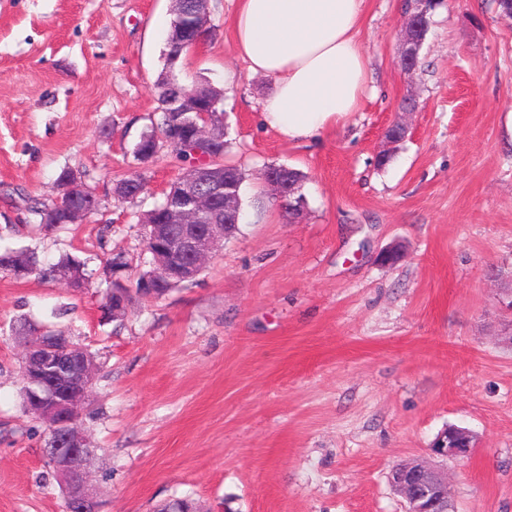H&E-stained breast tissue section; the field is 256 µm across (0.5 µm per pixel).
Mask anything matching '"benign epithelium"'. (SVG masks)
Masks as SVG:
<instances>
[{
  "instance_id": "benign-epithelium-1",
  "label": "benign epithelium",
  "mask_w": 512,
  "mask_h": 512,
  "mask_svg": "<svg viewBox=\"0 0 512 512\" xmlns=\"http://www.w3.org/2000/svg\"><path fill=\"white\" fill-rule=\"evenodd\" d=\"M174 13L180 21L172 26L169 43L182 47L199 46L211 32L208 0H173ZM429 30L427 0H415L409 12L400 50L402 69L411 72ZM166 111L179 113L183 121L170 125L161 135L172 147L192 151L197 161L164 190V207L159 217L144 216V228L153 274L145 277V287H152L159 277L171 284L192 282L200 275L215 250L224 242V228L239 223L240 208L233 192L234 174L216 166L201 155V148L224 140L222 118L217 103L198 89L189 92L174 74H169ZM287 166L264 169L263 178L272 195L281 204L295 208V187ZM65 190L57 198L58 209L67 224H83L99 208L100 201L69 174L63 175ZM141 193L138 176L118 184L117 199L135 200ZM57 279L80 291L86 279L75 270L58 271ZM64 356L52 346L39 345L22 359V373L37 390L33 410L58 438L54 449L56 475L65 493L66 512H99L100 505L89 486L78 480L77 473L91 457L92 450L81 436L73 403L86 400L94 380V368L87 364V350L68 345ZM77 369L83 388L72 396L55 393L57 378L67 367ZM475 436L465 428L442 432L431 446L435 456L464 460L471 456ZM393 490L406 504V512H449L448 479L424 459H413L395 466L390 472Z\"/></svg>"
}]
</instances>
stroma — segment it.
Segmentation results:
<instances>
[{
	"mask_svg": "<svg viewBox=\"0 0 512 512\" xmlns=\"http://www.w3.org/2000/svg\"><path fill=\"white\" fill-rule=\"evenodd\" d=\"M404 0H366L358 37L370 91L315 142L266 129L267 78L231 48L237 0H209L212 34L177 74L224 91V138L242 165L244 219L197 280L104 318L105 262L146 268L143 215L183 165L137 167L158 118L171 0H0V253L85 261L87 288L0 272V512H64L44 467L42 423L22 408L20 318L56 322L95 356L81 421L86 481L101 512H405L388 476L430 457L448 425L471 430L468 459L436 457L454 512H512V18L497 0H442L419 64L400 66ZM410 129L375 158L395 121ZM306 176L293 219L268 164ZM147 187L120 202L134 169ZM77 174L100 212L39 229L58 178ZM401 260L381 264L387 247ZM70 313L53 320L51 312Z\"/></svg>",
	"mask_w": 512,
	"mask_h": 512,
	"instance_id": "1",
	"label": "stroma"
}]
</instances>
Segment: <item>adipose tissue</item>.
<instances>
[{"instance_id":"ef3b65f1","label":"adipose tissue","mask_w":512,"mask_h":512,"mask_svg":"<svg viewBox=\"0 0 512 512\" xmlns=\"http://www.w3.org/2000/svg\"><path fill=\"white\" fill-rule=\"evenodd\" d=\"M365 0H238L232 47L272 90L264 125L314 141L359 109L368 61L358 40Z\"/></svg>"}]
</instances>
